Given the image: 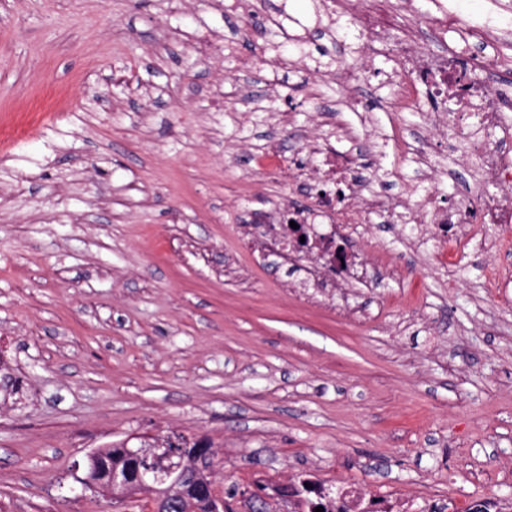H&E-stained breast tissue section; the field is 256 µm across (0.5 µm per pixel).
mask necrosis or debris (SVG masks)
Segmentation results:
<instances>
[{
	"mask_svg": "<svg viewBox=\"0 0 512 512\" xmlns=\"http://www.w3.org/2000/svg\"><path fill=\"white\" fill-rule=\"evenodd\" d=\"M329 10L350 14L365 41L367 55L374 56L396 46L410 74V81L399 82L388 100L392 111L409 108L418 96L430 104L423 134L415 155L427 175L439 171L437 156L430 152L431 133L447 130L448 151L475 169L477 187L460 191L448 206H441L430 190L419 192L417 201L407 197L390 200L384 186L386 179L378 170L357 174L358 157L349 153L336 157L329 141H308V170L324 180L340 179L345 187L343 203L332 196L317 197L310 211H292L282 224L268 225L263 242L275 246L284 262L297 266L299 284L320 288L335 281L332 271L336 255L337 227L352 223L355 213L389 211L393 218L408 216L416 228L454 226L462 249L500 251V243L479 236L482 224H512V206L505 196L512 192V135H503L504 93L495 85V72L512 69V59L487 63L481 57H459L456 51L433 56L425 52L424 35L442 41L448 35L466 36L481 45L490 36L471 30L457 13L441 11L425 18L423 25L401 27L394 13L395 0H325ZM363 67L357 61L340 60L337 76L346 88L343 101H321L315 115L317 127L338 125L341 105L355 107L356 90L362 83ZM325 512H420L414 500L383 503L364 489L347 486L322 502Z\"/></svg>",
	"mask_w": 512,
	"mask_h": 512,
	"instance_id": "1",
	"label": "necrosis or debris"
}]
</instances>
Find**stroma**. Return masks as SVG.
<instances>
[{
    "mask_svg": "<svg viewBox=\"0 0 512 512\" xmlns=\"http://www.w3.org/2000/svg\"><path fill=\"white\" fill-rule=\"evenodd\" d=\"M0 0V362L26 406L0 400V512H153L151 496L83 488L94 449L180 434L214 452L217 495L304 476L388 500L440 491L445 512L512 499V277L453 233L415 245L366 215L345 244L374 261L410 251L419 287H291L249 246L258 199L314 187L263 177L268 148L305 162L336 57L361 40L322 0ZM441 8L512 50V0H401ZM302 34L309 69L275 68ZM395 51L360 91L379 133L428 108L382 98ZM288 133L271 142L278 115ZM365 165L421 171L376 143ZM404 182L387 185L390 194ZM466 269L441 285L440 261Z\"/></svg>",
    "mask_w": 512,
    "mask_h": 512,
    "instance_id": "35a3bbf8",
    "label": "stroma"
}]
</instances>
